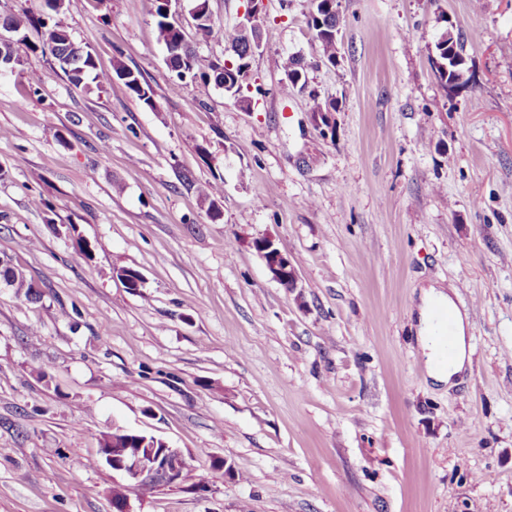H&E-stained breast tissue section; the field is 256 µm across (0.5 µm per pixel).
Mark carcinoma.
Segmentation results:
<instances>
[{"label":"carcinoma","mask_w":512,"mask_h":512,"mask_svg":"<svg viewBox=\"0 0 512 512\" xmlns=\"http://www.w3.org/2000/svg\"><path fill=\"white\" fill-rule=\"evenodd\" d=\"M157 38L166 49L173 52L169 69L172 73L171 87L178 90L183 82L190 79L200 82L204 86L213 84L224 89V93L239 102L246 101L242 95L243 84L248 78L249 66L240 65L242 61H249L254 56L253 48H257L261 41V29L256 28L250 32H243L238 27L226 28L215 24L210 13H205L202 21L197 23V31L203 39L216 38L224 41L234 51L231 66L224 63H211L207 70H202L199 62L195 60L196 53L184 40L180 26L168 20L164 13V5L157 7ZM312 29L316 32V40L322 50L323 59L333 62L336 60V27L339 26V12L327 8V0H310L309 19ZM39 24L45 29V42L52 58L60 69L68 76L70 82L79 87L89 77H94L100 83H108L112 77L95 73L94 58L88 46L74 43L69 37L58 36L47 26L43 19ZM464 41L459 36L445 31L435 44V49L441 68L438 69L439 78L445 85H465V59L463 57ZM284 72L283 90L294 88L298 81L306 79L307 64L300 56H289L282 62ZM116 74H124L127 79L124 84L127 89L145 105L153 106V90L151 86L140 79L134 72L119 65ZM203 200L208 202L209 217L217 221L221 217L219 199L221 198V185L217 182L207 183L198 188ZM0 281L4 282L24 295L30 302H38L41 293L34 290V284L27 281L23 272L6 262L0 264ZM100 447L109 449L117 458H127L136 453H144L148 448H161V438L146 437L133 433L114 431L103 435Z\"/></svg>","instance_id":"1"}]
</instances>
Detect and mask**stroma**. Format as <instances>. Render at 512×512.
<instances>
[{
    "mask_svg": "<svg viewBox=\"0 0 512 512\" xmlns=\"http://www.w3.org/2000/svg\"><path fill=\"white\" fill-rule=\"evenodd\" d=\"M340 2L331 64L308 0H262L246 111L212 86L171 90L157 0H65L54 22L113 77L78 87L40 51L45 0H0L28 45L0 72V258L42 294L0 284V512H113L125 479L97 456L117 429L190 465L130 492V512H512V0ZM192 6L201 66L230 60ZM446 30L467 38L453 91L432 63ZM292 54L309 68L285 93ZM431 282L469 321L449 389L420 367ZM115 73L117 74L118 79L124 82L127 89L134 94L138 100L142 101L149 107L153 106V90L147 82L140 79L138 74L127 70L121 65L116 67ZM121 73L128 76V78L123 80ZM256 241L254 246L260 248V250H257L264 258L272 279L285 288H295L297 282L296 269L288 256L276 248L270 238L261 237Z\"/></svg>",
    "mask_w": 512,
    "mask_h": 512,
    "instance_id": "obj_1",
    "label": "stroma"
}]
</instances>
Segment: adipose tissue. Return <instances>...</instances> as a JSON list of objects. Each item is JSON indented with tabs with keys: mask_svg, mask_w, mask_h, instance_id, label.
I'll return each mask as SVG.
<instances>
[{
	"mask_svg": "<svg viewBox=\"0 0 512 512\" xmlns=\"http://www.w3.org/2000/svg\"><path fill=\"white\" fill-rule=\"evenodd\" d=\"M451 293L445 288L431 286L421 292L418 310V341L426 357L427 373L431 379L441 384L451 383L452 379L463 372L471 362L470 350L466 342V322L463 316L455 318L456 353L448 363H439V352L433 340L436 329L434 312L439 308H454Z\"/></svg>",
	"mask_w": 512,
	"mask_h": 512,
	"instance_id": "obj_1",
	"label": "adipose tissue"
}]
</instances>
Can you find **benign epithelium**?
Here are the masks:
<instances>
[{
  "instance_id": "7a95c632",
  "label": "benign epithelium",
  "mask_w": 512,
  "mask_h": 512,
  "mask_svg": "<svg viewBox=\"0 0 512 512\" xmlns=\"http://www.w3.org/2000/svg\"><path fill=\"white\" fill-rule=\"evenodd\" d=\"M256 246L266 262L273 280L286 288L296 286L297 274L292 261L274 246L267 237L258 239ZM188 468L186 457L181 449L166 447L157 454L137 455L115 464V471L121 473L135 489L148 490L157 485L178 484Z\"/></svg>"
}]
</instances>
